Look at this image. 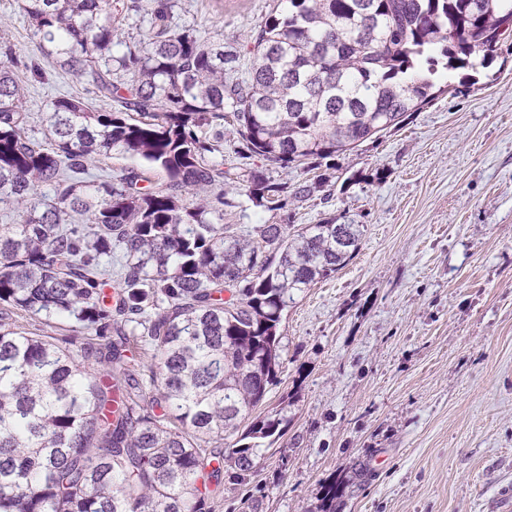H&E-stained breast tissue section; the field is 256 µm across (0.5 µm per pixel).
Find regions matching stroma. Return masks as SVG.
I'll return each mask as SVG.
<instances>
[{
    "mask_svg": "<svg viewBox=\"0 0 512 512\" xmlns=\"http://www.w3.org/2000/svg\"><path fill=\"white\" fill-rule=\"evenodd\" d=\"M276 2L174 0V21L245 60ZM5 41L44 71L23 81L36 132L56 96L102 108L41 52L18 0H0ZM224 200L237 234L330 216L364 231L354 257L284 311L278 382L257 412H282L285 434L251 471L225 462L213 512H502L512 490V37L401 126L337 157L330 201L269 212L237 183Z\"/></svg>",
    "mask_w": 512,
    "mask_h": 512,
    "instance_id": "stroma-1",
    "label": "stroma"
}]
</instances>
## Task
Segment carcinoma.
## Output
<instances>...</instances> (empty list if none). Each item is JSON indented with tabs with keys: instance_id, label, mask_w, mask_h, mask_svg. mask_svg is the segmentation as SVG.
Segmentation results:
<instances>
[{
	"instance_id": "cac0c4a2",
	"label": "carcinoma",
	"mask_w": 512,
	"mask_h": 512,
	"mask_svg": "<svg viewBox=\"0 0 512 512\" xmlns=\"http://www.w3.org/2000/svg\"><path fill=\"white\" fill-rule=\"evenodd\" d=\"M20 2L43 53L116 107L54 99L36 138L17 75L36 65L3 45L0 202L20 223L0 225V512H212L223 448L247 472L283 435V416L253 411L278 382L288 302L362 236L334 218L226 233L224 183L270 212L309 199L336 156L444 92L441 71L486 65L512 0H278L244 68L175 24L172 0ZM133 18L147 23L136 41ZM226 125L244 159L328 172L290 186L226 170ZM114 154L165 182L90 178ZM43 184L51 197H35ZM112 274L114 307L100 289ZM36 316L69 337L18 324Z\"/></svg>"
}]
</instances>
